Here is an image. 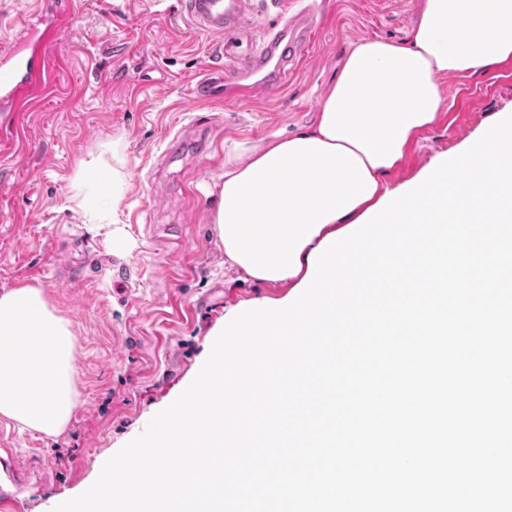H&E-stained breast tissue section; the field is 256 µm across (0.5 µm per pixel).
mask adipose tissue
Returning <instances> with one entry per match:
<instances>
[{"label": "adipose tissue", "instance_id": "1", "mask_svg": "<svg viewBox=\"0 0 512 512\" xmlns=\"http://www.w3.org/2000/svg\"><path fill=\"white\" fill-rule=\"evenodd\" d=\"M512 59V0H423L408 44L363 39L323 95L314 127L224 164L211 216L226 261L299 284L312 251L388 193L408 142L436 120L439 80ZM69 324L41 288L0 293V416L59 434L76 404Z\"/></svg>", "mask_w": 512, "mask_h": 512}]
</instances>
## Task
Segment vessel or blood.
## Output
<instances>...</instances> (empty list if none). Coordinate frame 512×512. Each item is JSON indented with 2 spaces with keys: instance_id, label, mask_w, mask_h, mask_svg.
I'll use <instances>...</instances> for the list:
<instances>
[{
  "instance_id": "obj_1",
  "label": "vessel or blood",
  "mask_w": 512,
  "mask_h": 512,
  "mask_svg": "<svg viewBox=\"0 0 512 512\" xmlns=\"http://www.w3.org/2000/svg\"><path fill=\"white\" fill-rule=\"evenodd\" d=\"M275 23L258 22L256 0H181V11L197 30L220 36L190 100L223 99L227 88L280 89L289 71L301 60L313 24L309 14L290 11L288 0H272ZM44 28L29 27L0 50V112H25L46 93L52 70L47 49L52 35L70 22L72 0H49Z\"/></svg>"
}]
</instances>
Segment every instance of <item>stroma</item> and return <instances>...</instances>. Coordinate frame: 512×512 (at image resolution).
<instances>
[{"label": "stroma", "instance_id": "stroma-1", "mask_svg": "<svg viewBox=\"0 0 512 512\" xmlns=\"http://www.w3.org/2000/svg\"><path fill=\"white\" fill-rule=\"evenodd\" d=\"M319 10L287 85L238 105L189 106L218 36L193 31L178 0H77L48 51L54 81L27 112H0V292L42 288L75 336L76 406L46 435L0 417V439L31 472L21 512H52L98 478L198 374L225 321L288 283L258 282L224 262L209 186L234 143L311 128L321 97L359 40L408 41L422 0H299ZM503 65L461 75L479 94L454 111L442 87L437 122L388 181L415 179L512 113ZM126 177L120 204L86 164ZM58 478L43 479L44 462Z\"/></svg>", "mask_w": 512, "mask_h": 512}]
</instances>
